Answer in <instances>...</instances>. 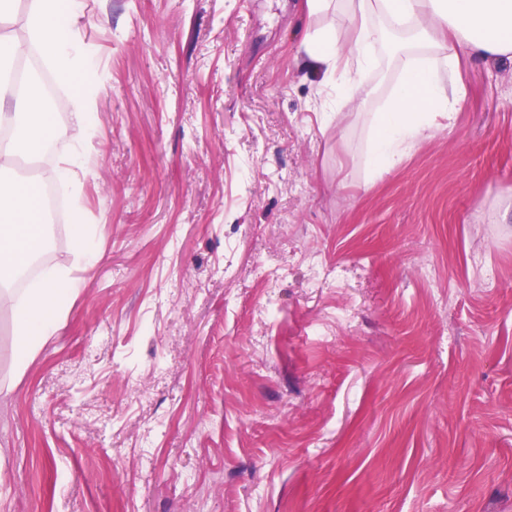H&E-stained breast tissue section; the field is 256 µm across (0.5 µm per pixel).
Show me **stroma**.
Masks as SVG:
<instances>
[{
	"mask_svg": "<svg viewBox=\"0 0 512 512\" xmlns=\"http://www.w3.org/2000/svg\"><path fill=\"white\" fill-rule=\"evenodd\" d=\"M96 125L43 268L84 283L24 374L0 318V512H512V64L373 171L301 0H85ZM84 209L76 203L71 210V236L78 256L87 264L93 265L100 258V250L96 243L95 233L91 224H85Z\"/></svg>",
	"mask_w": 512,
	"mask_h": 512,
	"instance_id": "stroma-1",
	"label": "stroma"
}]
</instances>
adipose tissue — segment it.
Listing matches in <instances>:
<instances>
[{"label":"adipose tissue","instance_id":"obj_1","mask_svg":"<svg viewBox=\"0 0 512 512\" xmlns=\"http://www.w3.org/2000/svg\"><path fill=\"white\" fill-rule=\"evenodd\" d=\"M15 2L0 0V124L11 129L0 140V313L11 318L12 367L21 374L57 331L82 282L59 267L23 291L9 286L46 241L42 182L19 178L13 164L20 156H39L56 132L41 85L17 84L13 64L35 49L61 79L76 84V140L85 139L96 118L87 49L77 27L80 0H29L17 33L5 28L14 19ZM341 5L355 19L344 33L330 22ZM302 9L307 17L326 21L304 46L303 68L327 78L339 76L350 98L362 85L375 46L390 34L399 40L404 59L397 86L376 117L372 139L371 163L377 169L398 164L436 118H448L449 97L463 93L456 75L417 65L416 48L443 54L453 41L472 57L512 60V0H304Z\"/></svg>","mask_w":512,"mask_h":512}]
</instances>
